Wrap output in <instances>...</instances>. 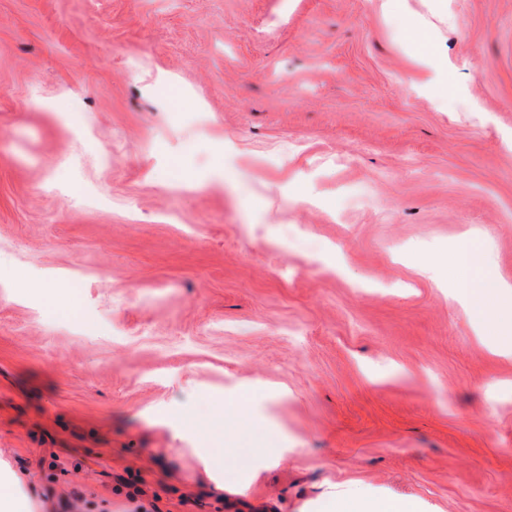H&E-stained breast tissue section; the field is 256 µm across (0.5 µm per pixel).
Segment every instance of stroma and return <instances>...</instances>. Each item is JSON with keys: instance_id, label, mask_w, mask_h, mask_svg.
<instances>
[{"instance_id": "obj_1", "label": "stroma", "mask_w": 512, "mask_h": 512, "mask_svg": "<svg viewBox=\"0 0 512 512\" xmlns=\"http://www.w3.org/2000/svg\"><path fill=\"white\" fill-rule=\"evenodd\" d=\"M467 232L512 276V0H0V475L24 512H512V359L425 265ZM407 35L413 41L423 46L421 56L415 59V71L411 75V84L415 88H425L436 84H444L447 78L448 86V60L434 52L429 51L431 43L426 32L417 27H409ZM320 512H419L413 500H390L375 504L354 498L327 499Z\"/></svg>"}]
</instances>
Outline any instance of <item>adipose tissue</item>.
<instances>
[{"mask_svg":"<svg viewBox=\"0 0 512 512\" xmlns=\"http://www.w3.org/2000/svg\"><path fill=\"white\" fill-rule=\"evenodd\" d=\"M407 35L423 47L414 61L412 86L425 88L444 83L448 63L429 51L426 32L412 26ZM446 264L455 274L453 297L465 310L472 326L491 336L495 354L512 358V278L501 275L472 239L465 236L457 241Z\"/></svg>","mask_w":512,"mask_h":512,"instance_id":"adipose-tissue-1","label":"adipose tissue"}]
</instances>
